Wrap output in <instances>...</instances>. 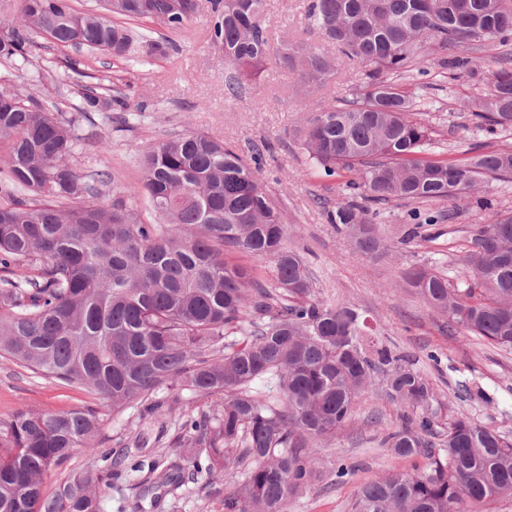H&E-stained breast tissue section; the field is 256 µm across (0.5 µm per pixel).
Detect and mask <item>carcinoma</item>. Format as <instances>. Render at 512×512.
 Wrapping results in <instances>:
<instances>
[{
	"mask_svg": "<svg viewBox=\"0 0 512 512\" xmlns=\"http://www.w3.org/2000/svg\"><path fill=\"white\" fill-rule=\"evenodd\" d=\"M215 9L211 44L224 52L233 91L272 60L313 88L345 60L366 68L351 100L317 106L297 131L313 167L342 177L327 220L349 229L359 251L383 246L376 224L393 199H457L489 178L512 177V148L475 144L459 163L427 158L431 126L396 83L437 57L486 82L488 91L468 105L479 130L512 128V0H308L309 25L334 54L272 42L263 0H215ZM118 17L177 30L196 14L177 0H104L102 13H77L69 0H18L17 20L0 25V60L28 62L38 37L117 57L140 47L167 53ZM470 43L494 53L475 57ZM64 67L80 96L76 111L128 110L120 88L85 83L82 59L67 57ZM74 122L33 96L0 90V357L88 387L114 412L160 421V433L136 437L137 449L160 443L178 415L172 456L148 462L153 478L142 492L154 506L176 494L189 469L222 478L224 512H289L319 477L318 443L374 394L377 375L407 422L381 440L397 465L360 487L351 512H481L512 496V439L462 412L434 443L440 404L428 379L371 345L356 310L317 298L304 259L285 246L279 203L259 177L260 151L247 159L204 133L169 136L142 150L140 188L114 187L109 200V175L84 176L69 163ZM140 196L157 223L142 220ZM409 220L402 247L438 216L412 211ZM226 252L270 264L271 278L228 264ZM459 263L465 281L414 265L405 282L448 331L512 350V214L480 225ZM210 397L219 402L194 414ZM101 427L92 408L1 419L0 512H100V484L121 472L128 449L104 453L102 468L51 492L44 477L74 449L96 447ZM413 457L424 465L400 466Z\"/></svg>",
	"mask_w": 512,
	"mask_h": 512,
	"instance_id": "cac0c4a2",
	"label": "carcinoma"
}]
</instances>
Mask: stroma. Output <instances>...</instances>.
Segmentation results:
<instances>
[{"label":"stroma","mask_w":512,"mask_h":512,"mask_svg":"<svg viewBox=\"0 0 512 512\" xmlns=\"http://www.w3.org/2000/svg\"><path fill=\"white\" fill-rule=\"evenodd\" d=\"M213 0H200L196 19L184 30H171L149 21L134 22V29L154 39H166L163 56H141L133 61L105 52L85 55L93 77H107L127 97V126H119L111 112L78 118L71 165L81 174L107 172L131 191L141 179L139 155L149 143L174 133L201 132L236 146L242 153L261 150V175L277 197L286 226L285 244L306 261L319 300L330 305L355 306L373 329L378 344L406 356L426 377L442 404V419L468 413L479 423L512 434V352L507 353L465 332H449L444 318L433 311L403 281L411 265L439 267L451 281L463 279L458 264L474 231L496 212H512V181H493L480 198L458 203L432 199L413 203L394 201L384 208L378 233L385 243L379 255L358 251L347 233L328 223L327 209L340 197L337 179L320 176L295 136L310 116L313 98L329 102L351 99L363 78V69L347 64L327 87L312 96L299 91L295 74L269 63L256 82L230 93L225 85L228 66L221 51L210 43ZM306 0H265L263 18L274 38H290L318 45L322 39L305 17ZM68 47H48L35 53L29 68L17 70L0 62V86L8 85L35 96L54 113L70 116L79 98L62 64ZM424 82L404 77L401 83L415 96L435 131L433 159L460 162L470 145L487 149L512 147V129L486 140L466 108L486 84L444 69L438 60L427 61ZM420 210L442 215L428 226L424 238L405 249L396 243L406 229V216ZM437 353L433 365L429 353ZM482 390L490 404L463 402L459 385ZM93 408L103 418L97 449H74L71 456L46 476V490L71 474L98 468L102 451L131 443L142 431H157L156 422L138 419L136 412L113 414L110 405L83 386L47 378L0 357V419L26 409L66 411ZM404 409L382 396L359 400L352 417L336 437L321 441L318 457L327 463L344 458L354 466L350 481L337 483L323 476L295 499L289 512H350L361 485L379 479L394 461L382 448V436L399 427ZM142 473L125 470L121 478L103 485L100 512H142L137 487ZM162 512H224V500L211 495L204 481H189L178 496L166 497Z\"/></svg>","instance_id":"stroma-1"}]
</instances>
